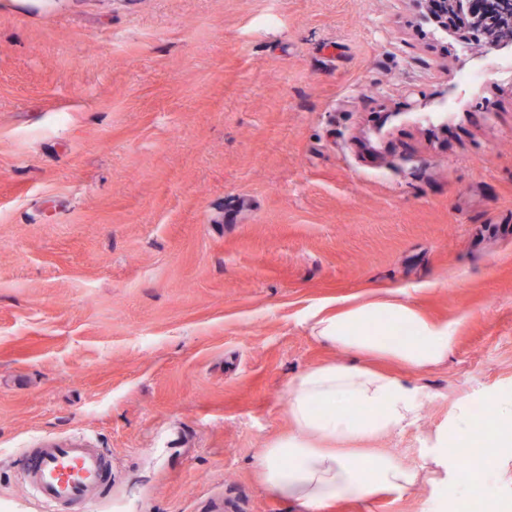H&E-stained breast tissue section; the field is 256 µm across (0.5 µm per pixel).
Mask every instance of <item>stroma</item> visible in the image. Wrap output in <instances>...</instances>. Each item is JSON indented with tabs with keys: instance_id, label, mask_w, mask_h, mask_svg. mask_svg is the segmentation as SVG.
I'll use <instances>...</instances> for the list:
<instances>
[{
	"instance_id": "obj_1",
	"label": "stroma",
	"mask_w": 512,
	"mask_h": 512,
	"mask_svg": "<svg viewBox=\"0 0 512 512\" xmlns=\"http://www.w3.org/2000/svg\"><path fill=\"white\" fill-rule=\"evenodd\" d=\"M424 0H0V512L17 458H112L93 512H306L257 465L312 316L396 288L457 325L373 446L436 452L512 395V75ZM445 471L327 512H459Z\"/></svg>"
}]
</instances>
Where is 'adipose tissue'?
Listing matches in <instances>:
<instances>
[{"mask_svg":"<svg viewBox=\"0 0 512 512\" xmlns=\"http://www.w3.org/2000/svg\"><path fill=\"white\" fill-rule=\"evenodd\" d=\"M310 331L317 341L344 348L358 361L326 362L289 382L290 431L263 453L259 478L264 488L307 512H323L334 499L409 489L426 471L445 466L440 457L408 465L367 449L368 441L413 421L419 399L415 388L369 361L382 358L417 370L431 368L452 349L455 327L431 321L410 303L390 296L316 315ZM490 402L495 420L481 421L465 412L441 436L452 445L476 441L487 449L478 470L449 477V497L464 496L478 482L512 481V396H494Z\"/></svg>","mask_w":512,"mask_h":512,"instance_id":"obj_1","label":"adipose tissue"}]
</instances>
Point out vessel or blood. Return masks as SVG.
Masks as SVG:
<instances>
[{
  "label": "vessel or blood",
  "instance_id": "vessel-or-blood-1",
  "mask_svg": "<svg viewBox=\"0 0 512 512\" xmlns=\"http://www.w3.org/2000/svg\"><path fill=\"white\" fill-rule=\"evenodd\" d=\"M26 484L46 512H89L112 495V461L77 439H47L20 455Z\"/></svg>",
  "mask_w": 512,
  "mask_h": 512
}]
</instances>
